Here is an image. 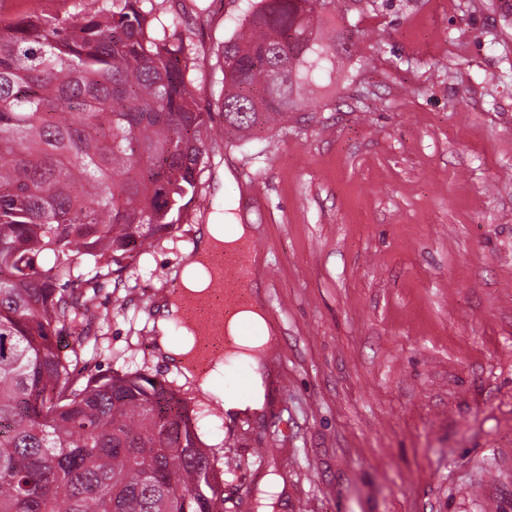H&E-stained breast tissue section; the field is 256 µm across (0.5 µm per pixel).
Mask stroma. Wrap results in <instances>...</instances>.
I'll return each mask as SVG.
<instances>
[{"label": "stroma", "instance_id": "obj_1", "mask_svg": "<svg viewBox=\"0 0 512 512\" xmlns=\"http://www.w3.org/2000/svg\"><path fill=\"white\" fill-rule=\"evenodd\" d=\"M178 13L212 113L180 224L77 283L98 344L87 374L141 372L206 410L224 512H512V0H339L356 43L310 107L245 147L222 132V48L247 0H156ZM96 0H0V19ZM248 217L275 330L269 400L227 423L162 352L157 304L205 225Z\"/></svg>", "mask_w": 512, "mask_h": 512}]
</instances>
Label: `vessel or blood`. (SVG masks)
<instances>
[{
	"mask_svg": "<svg viewBox=\"0 0 512 512\" xmlns=\"http://www.w3.org/2000/svg\"><path fill=\"white\" fill-rule=\"evenodd\" d=\"M210 267L217 280L211 293L194 299L188 312L197 330L198 358L200 363L222 358L227 338L224 334V316L238 309L249 300L246 280V257L217 250L201 258Z\"/></svg>",
	"mask_w": 512,
	"mask_h": 512,
	"instance_id": "obj_1",
	"label": "vessel or blood"
}]
</instances>
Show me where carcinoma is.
<instances>
[{
  "instance_id": "obj_1",
  "label": "carcinoma",
  "mask_w": 512,
  "mask_h": 512,
  "mask_svg": "<svg viewBox=\"0 0 512 512\" xmlns=\"http://www.w3.org/2000/svg\"><path fill=\"white\" fill-rule=\"evenodd\" d=\"M0 26V512H215L224 479L166 382L88 377L63 355L73 285L180 223L212 113L180 16L145 0ZM338 0H251L222 50L224 130L251 139L336 77Z\"/></svg>"
}]
</instances>
